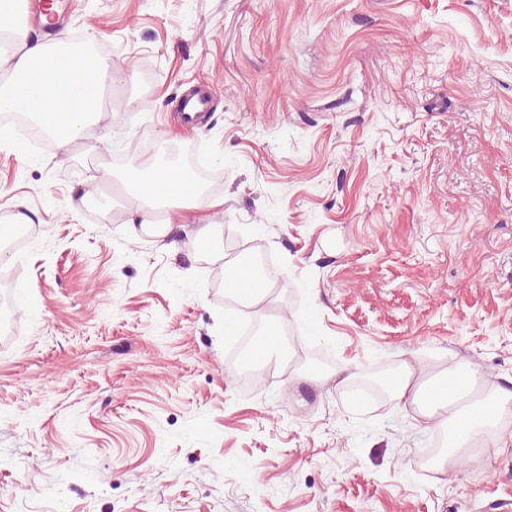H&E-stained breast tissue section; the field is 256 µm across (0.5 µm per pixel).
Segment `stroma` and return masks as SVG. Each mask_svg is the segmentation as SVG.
Here are the masks:
<instances>
[{"mask_svg":"<svg viewBox=\"0 0 512 512\" xmlns=\"http://www.w3.org/2000/svg\"><path fill=\"white\" fill-rule=\"evenodd\" d=\"M70 2L122 81L69 154L0 135V217L34 228L0 248V512H502L512 415L429 476L436 428L358 384L463 364L512 391V0ZM142 139L198 148L223 209L131 234ZM207 220L272 258L257 312L332 364L239 386Z\"/></svg>","mask_w":512,"mask_h":512,"instance_id":"1","label":"stroma"}]
</instances>
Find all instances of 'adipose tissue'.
<instances>
[{"label": "adipose tissue", "mask_w": 512, "mask_h": 512, "mask_svg": "<svg viewBox=\"0 0 512 512\" xmlns=\"http://www.w3.org/2000/svg\"><path fill=\"white\" fill-rule=\"evenodd\" d=\"M0 39L11 47L0 51V112H23L51 133L61 152H69L104 110V90L118 72L110 60L73 45L58 34L53 43L16 40L11 27L0 29ZM136 180L126 183L134 203L133 221L155 235H166L179 204L192 203L211 210L224 200L199 186L190 170H175L157 159L140 162ZM385 386L393 399L413 406L421 423L443 428L448 446L440 458L463 452L487 434L494 421L512 414V393L486 391L474 371L454 366L427 379L410 367L398 369Z\"/></svg>", "instance_id": "1"}]
</instances>
